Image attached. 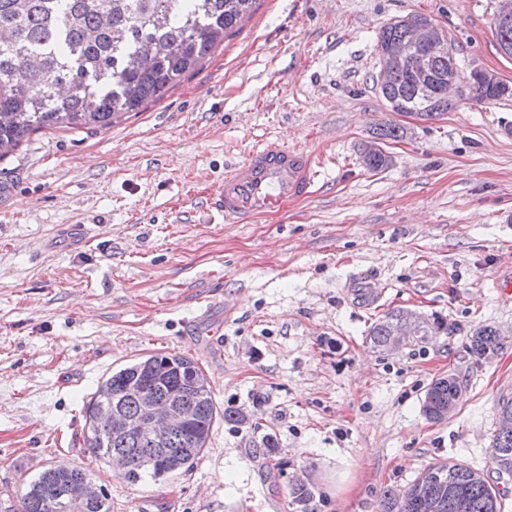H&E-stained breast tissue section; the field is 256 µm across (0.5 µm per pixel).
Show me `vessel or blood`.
Segmentation results:
<instances>
[{
    "label": "vessel or blood",
    "instance_id": "obj_1",
    "mask_svg": "<svg viewBox=\"0 0 512 512\" xmlns=\"http://www.w3.org/2000/svg\"><path fill=\"white\" fill-rule=\"evenodd\" d=\"M316 177L310 153L271 139L225 169L215 203L226 220L245 224L307 197Z\"/></svg>",
    "mask_w": 512,
    "mask_h": 512
}]
</instances>
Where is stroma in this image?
Masks as SVG:
<instances>
[{"mask_svg":"<svg viewBox=\"0 0 512 512\" xmlns=\"http://www.w3.org/2000/svg\"><path fill=\"white\" fill-rule=\"evenodd\" d=\"M499 0H257L235 35L158 103L97 133L35 132L0 160V500L63 461L112 512H382L429 465L459 462L503 493L493 435L512 398V345L477 360L470 335L512 338V95L461 100L433 120L392 111L376 87L381 27L418 12L463 70L512 86ZM404 128L372 171L362 151ZM269 138L306 149V199L247 224L213 205L227 165ZM381 296L361 308L355 292ZM450 334L374 348L386 312ZM178 352L219 409L194 469L132 484L84 446L83 408L112 369ZM462 386L448 418L430 383ZM275 444L265 451V440ZM462 396V387L454 374L435 379L428 387L423 403V411L429 420L440 421L448 417Z\"/></svg>","mask_w":512,"mask_h":512,"instance_id":"stroma-1","label":"stroma"}]
</instances>
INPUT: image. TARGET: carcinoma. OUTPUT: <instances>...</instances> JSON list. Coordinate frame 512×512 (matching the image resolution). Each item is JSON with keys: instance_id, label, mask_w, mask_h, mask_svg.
I'll use <instances>...</instances> for the list:
<instances>
[{"instance_id": "carcinoma-1", "label": "carcinoma", "mask_w": 512, "mask_h": 512, "mask_svg": "<svg viewBox=\"0 0 512 512\" xmlns=\"http://www.w3.org/2000/svg\"><path fill=\"white\" fill-rule=\"evenodd\" d=\"M256 0H0V160L33 132L60 128L97 132L129 112L156 102L183 78L198 70L211 50L232 33L252 11ZM413 13L384 25L376 48L382 57L408 36L409 25L430 23ZM498 46L512 47V18L495 14ZM448 49L435 51L431 80L444 95L429 102L421 98L418 78L408 64L396 61L389 80L379 89L395 112L434 120L451 111ZM55 74V82L45 74ZM467 96L479 102L512 95L505 83L470 78ZM383 148L363 152V163L373 171L389 165ZM399 331L412 336L448 332L442 320H407V310L387 312L368 330L373 347L383 350ZM507 345L495 327L471 334L472 354L484 360L496 357ZM157 394L182 391L193 408L194 420L172 430L166 450L152 451L147 434L134 429L118 438H105L101 419L105 409L118 408L134 417L138 393L144 387ZM462 396L458 378L448 374L428 387L423 403L433 421L448 417ZM238 422L232 410L219 412L210 381L191 358L171 352L143 355L113 371L89 401L84 445L90 454L111 462L120 457L128 478L139 481L146 473L159 479L194 468L207 447L219 416ZM495 463L501 474H512V428L495 430ZM92 482L90 475L64 463L54 464L30 480L16 509L4 512H112L105 491L94 501L78 495ZM291 503L305 506L313 498L301 480L289 488ZM383 512H502V496L478 471L459 462L430 465L407 489L383 492Z\"/></svg>"}]
</instances>
